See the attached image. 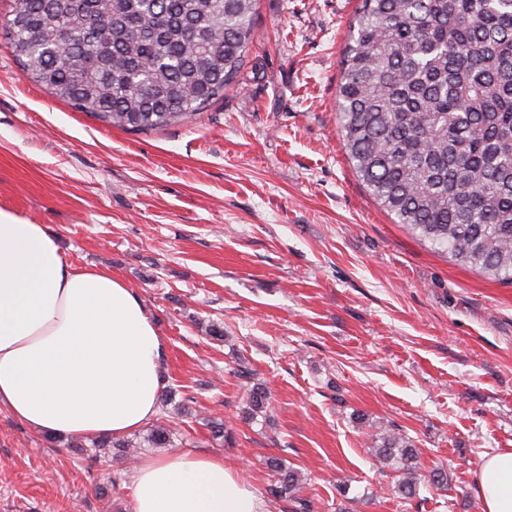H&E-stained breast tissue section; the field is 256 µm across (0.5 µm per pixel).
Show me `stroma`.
Wrapping results in <instances>:
<instances>
[{
	"instance_id": "obj_1",
	"label": "stroma",
	"mask_w": 512,
	"mask_h": 512,
	"mask_svg": "<svg viewBox=\"0 0 512 512\" xmlns=\"http://www.w3.org/2000/svg\"><path fill=\"white\" fill-rule=\"evenodd\" d=\"M356 6L258 0L239 85L158 131L53 97L0 32V208L135 290L166 340V419L257 491L278 457L311 512H482L479 470L512 450V284L397 224L355 172L336 91ZM240 368L268 389L269 423L242 421ZM209 418L236 444L210 441ZM389 429L447 488L397 497L370 452ZM132 474L118 449L0 412V512H133Z\"/></svg>"
}]
</instances>
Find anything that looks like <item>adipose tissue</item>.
<instances>
[{
    "mask_svg": "<svg viewBox=\"0 0 512 512\" xmlns=\"http://www.w3.org/2000/svg\"><path fill=\"white\" fill-rule=\"evenodd\" d=\"M166 342L125 281L64 259L57 235L0 210V409L49 435L122 437L158 412ZM482 512H512V451L479 472ZM133 512H265L222 459L140 458Z\"/></svg>",
    "mask_w": 512,
    "mask_h": 512,
    "instance_id": "obj_1",
    "label": "adipose tissue"
}]
</instances>
